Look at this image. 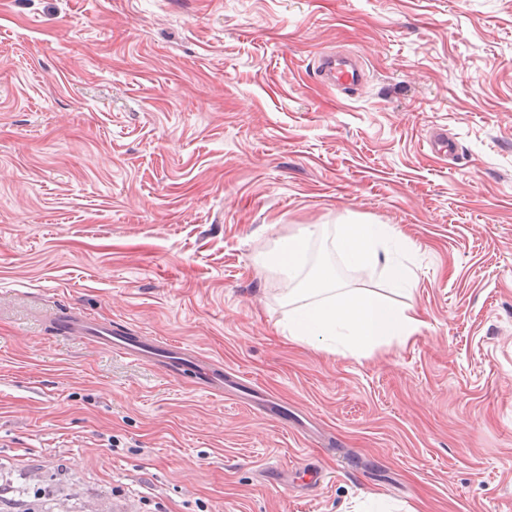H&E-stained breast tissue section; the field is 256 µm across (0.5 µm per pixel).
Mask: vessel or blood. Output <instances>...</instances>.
<instances>
[{
	"instance_id": "b4317fda",
	"label": "vessel or blood",
	"mask_w": 512,
	"mask_h": 512,
	"mask_svg": "<svg viewBox=\"0 0 512 512\" xmlns=\"http://www.w3.org/2000/svg\"><path fill=\"white\" fill-rule=\"evenodd\" d=\"M319 68L331 84L347 89L358 83L362 68L352 59L333 55L322 57ZM60 329L67 336H81L112 347L123 357L134 362L156 361L167 366L170 373L179 374L188 367V359L181 356L176 347H159L145 337L132 339L118 334L112 328L77 318L61 322Z\"/></svg>"
}]
</instances>
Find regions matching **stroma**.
<instances>
[{
	"instance_id": "35a3bbf8",
	"label": "stroma",
	"mask_w": 512,
	"mask_h": 512,
	"mask_svg": "<svg viewBox=\"0 0 512 512\" xmlns=\"http://www.w3.org/2000/svg\"><path fill=\"white\" fill-rule=\"evenodd\" d=\"M360 222L400 232L421 334L288 343L263 260L300 230L399 299L336 252ZM0 478L31 512H512V0H0ZM319 68L331 84L341 89L354 86L362 76L361 65L356 60L336 58L334 55L322 57ZM59 326L64 335L81 336L107 344L133 362L156 361L163 363L172 374L182 373L189 364H192L190 360L181 356L176 347H158L145 336L136 340L131 339L118 334L110 327L87 322L78 317L74 320H65Z\"/></svg>"
}]
</instances>
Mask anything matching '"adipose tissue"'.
<instances>
[{
    "label": "adipose tissue",
    "instance_id": "adipose-tissue-1",
    "mask_svg": "<svg viewBox=\"0 0 512 512\" xmlns=\"http://www.w3.org/2000/svg\"><path fill=\"white\" fill-rule=\"evenodd\" d=\"M396 235L387 224H344L335 247L346 264L381 267L404 282L405 268L393 265L383 249ZM307 249L308 237L300 234L281 240L269 257L286 278L303 281L288 293V341L360 358L395 342L408 343L424 327L413 299L395 305L372 290L342 287L324 267L303 277Z\"/></svg>",
    "mask_w": 512,
    "mask_h": 512
}]
</instances>
